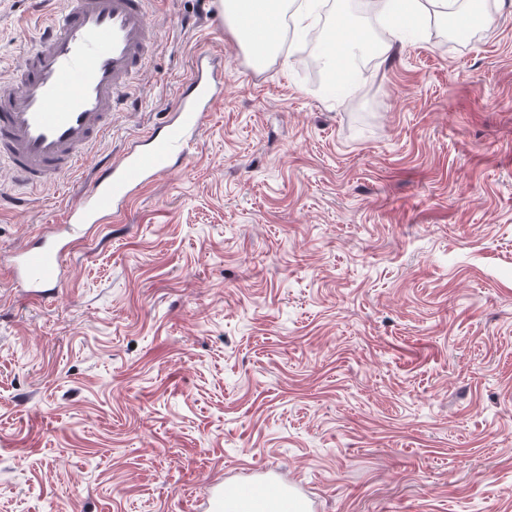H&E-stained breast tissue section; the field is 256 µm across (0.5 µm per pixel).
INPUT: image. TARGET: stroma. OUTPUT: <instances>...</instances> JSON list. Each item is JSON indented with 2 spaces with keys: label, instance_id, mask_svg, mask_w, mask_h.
Wrapping results in <instances>:
<instances>
[{
  "label": "stroma",
  "instance_id": "stroma-1",
  "mask_svg": "<svg viewBox=\"0 0 512 512\" xmlns=\"http://www.w3.org/2000/svg\"><path fill=\"white\" fill-rule=\"evenodd\" d=\"M357 95L298 45L243 55L217 0H157L158 51L90 161L0 164V258L166 120L200 52L227 73L183 171L26 295L0 271V512H191L264 464L319 512H512V0L478 36L361 0ZM65 0H0V86ZM364 74V70L360 64L349 62L345 68L343 79L329 82L326 87L332 94L344 96L350 92L354 85L361 81Z\"/></svg>",
  "mask_w": 512,
  "mask_h": 512
}]
</instances>
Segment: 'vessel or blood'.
<instances>
[{"mask_svg": "<svg viewBox=\"0 0 512 512\" xmlns=\"http://www.w3.org/2000/svg\"><path fill=\"white\" fill-rule=\"evenodd\" d=\"M148 0H68L48 15L25 50L10 87L0 89V163L24 185L59 179L87 160L93 145L112 127V113L146 68L156 49ZM224 95L223 74L209 53H199L179 100L163 126L105 163L62 223L34 245L12 255L10 276L24 292L44 295L67 274L66 258L98 224L119 218L137 192L173 171ZM300 502L297 487L276 476L230 485L215 484L194 512H245L252 503Z\"/></svg>", "mask_w": 512, "mask_h": 512, "instance_id": "b4317fda", "label": "vessel or blood"}]
</instances>
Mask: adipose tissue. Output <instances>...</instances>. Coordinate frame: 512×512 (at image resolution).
<instances>
[{"label":"adipose tissue","mask_w":512,"mask_h":512,"mask_svg":"<svg viewBox=\"0 0 512 512\" xmlns=\"http://www.w3.org/2000/svg\"><path fill=\"white\" fill-rule=\"evenodd\" d=\"M222 8L238 41L251 50V60L258 67L277 51L285 15H292L299 27L310 17L307 4L294 6L289 0H223Z\"/></svg>","instance_id":"ef3b65f1"}]
</instances>
